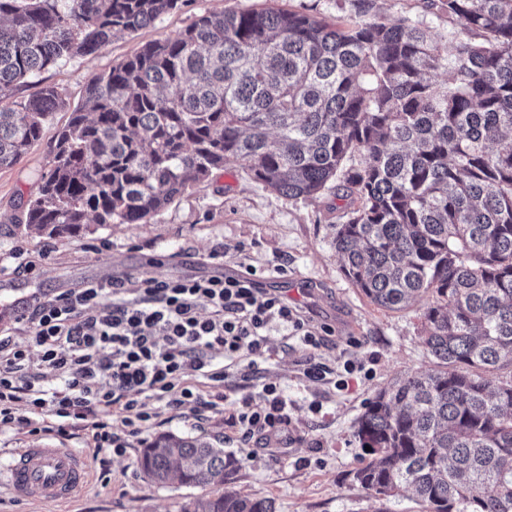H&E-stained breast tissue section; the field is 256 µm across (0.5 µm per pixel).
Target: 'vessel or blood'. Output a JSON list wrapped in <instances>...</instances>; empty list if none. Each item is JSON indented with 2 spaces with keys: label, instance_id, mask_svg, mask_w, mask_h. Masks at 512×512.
I'll list each match as a JSON object with an SVG mask.
<instances>
[{
  "label": "vessel or blood",
  "instance_id": "obj_1",
  "mask_svg": "<svg viewBox=\"0 0 512 512\" xmlns=\"http://www.w3.org/2000/svg\"><path fill=\"white\" fill-rule=\"evenodd\" d=\"M8 482L22 499L57 500L71 496L85 483L78 455L63 448H25L10 464Z\"/></svg>",
  "mask_w": 512,
  "mask_h": 512
}]
</instances>
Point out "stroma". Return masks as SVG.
<instances>
[{
	"mask_svg": "<svg viewBox=\"0 0 512 512\" xmlns=\"http://www.w3.org/2000/svg\"><path fill=\"white\" fill-rule=\"evenodd\" d=\"M430 0H378L387 19L401 17L428 27L435 36L456 28L454 20ZM282 8L328 22L361 19L360 0H181L178 10L149 26L113 38L99 52L59 62L42 75L58 86L63 104L43 125L40 142L23 159L0 168V301L27 291H57L112 276L181 278L207 271L210 256L227 264L244 261L269 285L288 289L307 303L316 322L334 330L329 346L310 351L286 346L281 331L269 339L268 381L280 385L288 402L294 439L285 448L242 442L224 410L199 412L186 406L161 410L157 419L130 437L126 456L87 446L84 436L31 433L23 421L0 435V512H181L190 501L216 495L218 486L195 487L172 480L158 484L137 467L141 448L158 435H220L224 450L238 460L228 485L241 495L270 498L275 512H378L379 502L356 483L352 473L361 449L356 421L375 390L409 370L426 371L433 359L421 341L422 303L402 311L371 304L345 277L333 244L334 227L343 221L338 186L309 197L288 199L255 181L241 165L213 172L190 185L146 224L96 227L81 236L50 240L18 229L24 200L38 190L40 176L53 159L56 134L81 106L84 89L96 75L131 57L147 42L176 37L198 16L225 10ZM33 257L28 274H18V252ZM282 273H275V266ZM349 358L373 360L370 375L355 374L347 390L307 380L309 360L342 367ZM321 403L313 412V403ZM68 448L84 458L86 489L65 503H30L13 497L2 470L23 448Z\"/></svg>",
	"mask_w": 512,
	"mask_h": 512,
	"instance_id": "35a3bbf8",
	"label": "stroma"
}]
</instances>
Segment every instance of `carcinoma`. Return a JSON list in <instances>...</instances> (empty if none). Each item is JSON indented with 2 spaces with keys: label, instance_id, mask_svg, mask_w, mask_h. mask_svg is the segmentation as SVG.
<instances>
[{
  "label": "carcinoma",
  "instance_id": "cac0c4a2",
  "mask_svg": "<svg viewBox=\"0 0 512 512\" xmlns=\"http://www.w3.org/2000/svg\"><path fill=\"white\" fill-rule=\"evenodd\" d=\"M375 2L350 24L207 13L146 44L89 82L21 223L49 239L146 223L236 163L288 198L342 178L345 276L386 310L427 299L422 342L436 360L365 402L356 482L386 499L409 489L421 512H512V0H440L457 24L440 38ZM178 4L0 0V168L63 102L55 85L13 101L14 86ZM355 153L362 166L343 168ZM221 445L165 433L137 466L157 483L222 484L237 460ZM183 512L275 507L228 489Z\"/></svg>",
  "mask_w": 512,
  "mask_h": 512
}]
</instances>
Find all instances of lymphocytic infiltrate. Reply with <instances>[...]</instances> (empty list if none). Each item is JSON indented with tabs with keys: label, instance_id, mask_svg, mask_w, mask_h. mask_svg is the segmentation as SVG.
<instances>
[{
	"label": "lymphocytic infiltrate",
	"instance_id": "obj_1",
	"mask_svg": "<svg viewBox=\"0 0 512 512\" xmlns=\"http://www.w3.org/2000/svg\"><path fill=\"white\" fill-rule=\"evenodd\" d=\"M202 300L210 307L205 317ZM21 326L28 336L18 334ZM277 329L311 350L330 334L250 268L179 279L112 277L31 296L13 322L0 324V433L22 408L33 433L81 431L95 447L122 455L128 436L113 431V418L135 435L163 409H218L228 399L226 372L234 369L259 380L260 390L235 402L233 426L245 438L287 443L288 403L259 366Z\"/></svg>",
	"mask_w": 512,
	"mask_h": 512
}]
</instances>
